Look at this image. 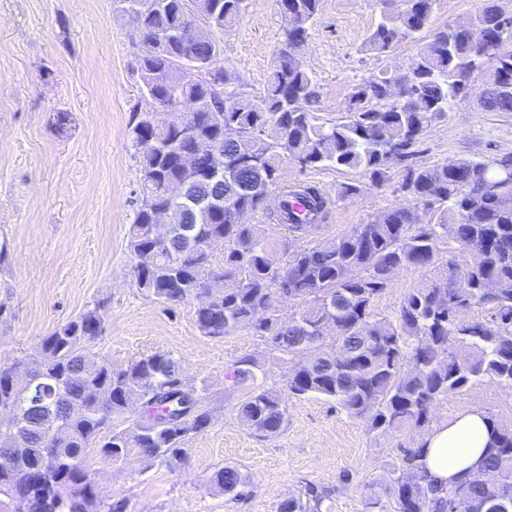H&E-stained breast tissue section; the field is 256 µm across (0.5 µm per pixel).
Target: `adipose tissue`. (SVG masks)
<instances>
[{"label": "adipose tissue", "mask_w": 512, "mask_h": 512, "mask_svg": "<svg viewBox=\"0 0 512 512\" xmlns=\"http://www.w3.org/2000/svg\"><path fill=\"white\" fill-rule=\"evenodd\" d=\"M488 432L485 415L477 410L459 413L435 427L423 440L432 478L448 484L471 477L483 456Z\"/></svg>", "instance_id": "adipose-tissue-1"}]
</instances>
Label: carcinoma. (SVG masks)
Returning a JSON list of instances; mask_svg holds the SVG:
<instances>
[{"mask_svg": "<svg viewBox=\"0 0 512 512\" xmlns=\"http://www.w3.org/2000/svg\"><path fill=\"white\" fill-rule=\"evenodd\" d=\"M137 56L143 98L196 106L189 132L138 113L131 140L142 172L141 201L128 230L134 286L168 306L197 301L201 335L222 338L247 331L266 343L273 358L293 364L283 389L258 383L265 362L252 354L229 369L232 386H246L237 409L254 435L275 437L287 422V399L315 396L332 401L372 432L429 426L432 408L470 384L487 379L512 390V156L459 158L433 167L409 168L402 180L408 203L357 225L327 244L290 248L289 241L315 235L334 199L357 194L344 183L331 196L303 183L283 189L269 214L280 228L273 246L264 224H246L233 210H265L282 166L355 170L371 185L388 180L386 152L397 159L446 118L489 66L495 74L480 99L488 112H512V27L503 25L498 0H482L474 31L433 26L440 0H400L383 12L364 49L385 56L404 40L419 43L404 71V89L393 97L397 73L386 70L356 84L340 116L316 122L317 82L296 53L317 21L321 0H278L284 18L278 55L263 95L254 98L208 62L221 52L216 34L238 21L249 0H143ZM497 42L493 57L478 53L481 41ZM224 174L209 177L214 154ZM492 183L490 191L484 186ZM222 199L215 211L194 204ZM168 208L172 228L158 236L155 212ZM431 215L423 224L420 213ZM221 242L215 253L210 244ZM448 254L440 262L441 252ZM465 255L464 264L455 260ZM433 270L399 308L384 314L377 300L400 268ZM288 273L283 289L280 275ZM485 308L490 319L464 322ZM104 329L99 306L56 327L41 340L28 378L0 365V406L16 420L0 422V459L29 471L25 485L1 488L0 512H122L99 498L84 462L96 448L113 464L136 455L169 465L182 460L188 435L210 422L205 388L189 384L179 359L158 351L116 369L92 351ZM43 394L36 406L33 392ZM491 433L479 475L448 486L429 475L425 448L401 449L394 495L397 512H512V427L487 416ZM53 479L64 491L51 505L40 495L47 449ZM213 485L241 494L243 480L230 467Z\"/></svg>", "mask_w": 512, "mask_h": 512, "instance_id": "1", "label": "carcinoma"}]
</instances>
